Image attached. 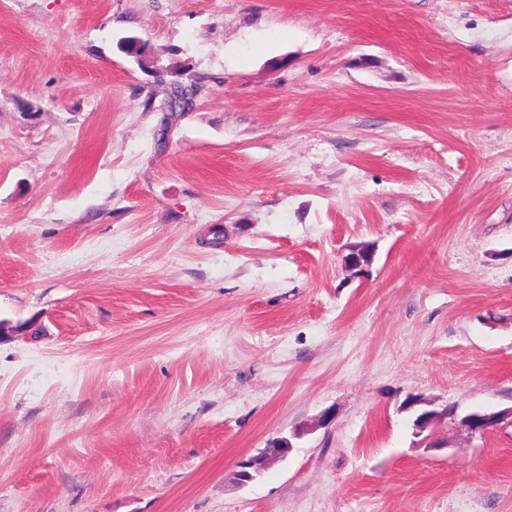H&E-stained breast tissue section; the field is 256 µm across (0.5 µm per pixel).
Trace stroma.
<instances>
[{
    "instance_id": "stroma-1",
    "label": "stroma",
    "mask_w": 512,
    "mask_h": 512,
    "mask_svg": "<svg viewBox=\"0 0 512 512\" xmlns=\"http://www.w3.org/2000/svg\"><path fill=\"white\" fill-rule=\"evenodd\" d=\"M410 398L512 407V0H0V512H512ZM291 447V442L286 437L271 441L267 448L240 462L239 470L233 477L234 482L239 486H244L254 481L265 471L270 459L286 458Z\"/></svg>"
}]
</instances>
